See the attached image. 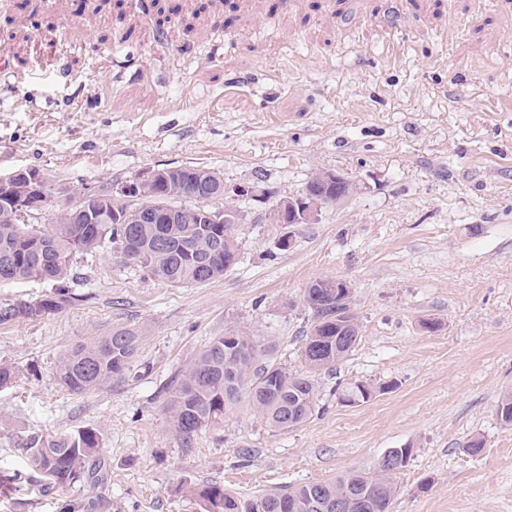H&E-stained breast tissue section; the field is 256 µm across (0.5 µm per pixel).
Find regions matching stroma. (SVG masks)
I'll return each mask as SVG.
<instances>
[{
    "label": "stroma",
    "instance_id": "stroma-1",
    "mask_svg": "<svg viewBox=\"0 0 512 512\" xmlns=\"http://www.w3.org/2000/svg\"><path fill=\"white\" fill-rule=\"evenodd\" d=\"M0 54L33 65L20 84L0 71V177L48 182L30 227L151 168L281 198L320 171L353 185L314 224L234 200L237 261L202 286L110 245L76 255L85 302L0 325V362L19 369L0 389L1 468L21 467L30 433L89 427L107 475L96 512H200L187 484L254 496L411 448L393 512H512V429L495 412L512 393V0H0ZM321 278L351 286L361 332L313 416L275 431L243 404L184 442L163 385L233 328L301 369L303 295ZM124 327L140 336L133 376L57 385L61 355ZM358 383L376 395L339 401Z\"/></svg>",
    "mask_w": 512,
    "mask_h": 512
}]
</instances>
